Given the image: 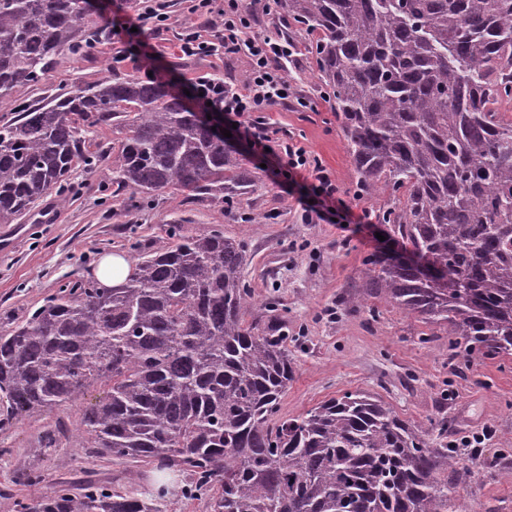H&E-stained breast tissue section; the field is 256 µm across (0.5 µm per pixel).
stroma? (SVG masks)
I'll list each match as a JSON object with an SVG mask.
<instances>
[{
	"instance_id": "1",
	"label": "stroma",
	"mask_w": 512,
	"mask_h": 512,
	"mask_svg": "<svg viewBox=\"0 0 512 512\" xmlns=\"http://www.w3.org/2000/svg\"><path fill=\"white\" fill-rule=\"evenodd\" d=\"M163 3L168 25L148 33L146 40L159 64L180 84L205 73L238 84L247 81V57L182 55L179 36L185 28L195 27L205 38L211 31L191 14L189 0ZM253 24L255 32L300 48L288 65V76L310 106L273 107L266 118L278 138L299 141L335 179L342 198L378 220L389 197L366 198L356 192L358 176L340 121L315 78L310 35L287 26L282 14L273 10H257ZM126 49L124 41L104 38L89 55L58 65L42 84L20 85L0 96V118H10L18 102L74 91L110 76L114 58ZM240 159L251 171L254 187L229 203L189 202L171 190L131 206L105 190L101 172L79 169L72 176L68 204L57 205L50 194L41 199L39 208L52 212L51 223L0 224V333L21 322L66 277H91L102 255L121 253L136 260L138 252L130 251L131 243H139L145 252L169 245L168 229L177 222L188 234L224 232L245 247L242 275L255 301L247 322H254L272 299L288 321L295 373L281 399L280 416H298L326 399L361 390L380 395L402 418L416 423L448 415L455 423L456 440L491 430L481 457L469 461L473 479L457 494L468 512H512V483L487 478L482 470L485 459L512 448V356L477 359L468 376L457 375L448 363L449 327L407 314L364 285L366 260L396 248L387 237V225H380L384 239L378 242L367 228L354 224L302 223L295 199L269 177L259 160L246 153ZM351 298L365 299L367 310L351 311ZM444 390L449 398L443 403L439 394ZM102 395V388L92 386L74 402L0 427V512H18V502H32L51 483L91 479L122 485L133 474L143 481L156 476L153 465L98 458L77 447L81 414ZM58 424L66 428V439L56 448L40 447V433ZM32 471L41 475V483L25 481Z\"/></svg>"
}]
</instances>
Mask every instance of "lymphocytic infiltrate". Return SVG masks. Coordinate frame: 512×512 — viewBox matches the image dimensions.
<instances>
[{
	"instance_id": "1",
	"label": "lymphocytic infiltrate",
	"mask_w": 512,
	"mask_h": 512,
	"mask_svg": "<svg viewBox=\"0 0 512 512\" xmlns=\"http://www.w3.org/2000/svg\"><path fill=\"white\" fill-rule=\"evenodd\" d=\"M214 2L191 0L192 14L214 19L215 34L205 39L197 30L188 31L181 39V52L243 55L251 62V73L241 85L208 73L196 77L187 86L195 109L210 116L213 125L230 130V144L263 157L270 177L295 197L306 223H366L367 214L355 213L346 204L321 161L298 142L275 141L265 121L264 114L272 107L307 105L296 96L288 77L294 45L253 33L243 0H224L219 10Z\"/></svg>"
}]
</instances>
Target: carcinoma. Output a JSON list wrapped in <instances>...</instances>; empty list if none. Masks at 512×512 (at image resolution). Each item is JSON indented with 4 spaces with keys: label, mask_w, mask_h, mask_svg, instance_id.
<instances>
[{
    "label": "carcinoma",
    "mask_w": 512,
    "mask_h": 512,
    "mask_svg": "<svg viewBox=\"0 0 512 512\" xmlns=\"http://www.w3.org/2000/svg\"><path fill=\"white\" fill-rule=\"evenodd\" d=\"M316 35L362 192L389 193L393 240L417 259L372 257L365 286L430 324H448L464 375L512 354V0H274ZM103 28L87 0H0V95L36 86L87 55ZM124 132L110 186L230 201L251 173L224 136L142 76H112L0 120V224L32 218L42 197L70 201L84 129ZM121 288L75 277L0 333V425L74 401L93 385L80 445L94 456L185 473L177 487L59 482L21 512H161L174 495L210 512H462L472 470L451 421L400 418L356 390L277 417L294 375L288 328L246 324L253 305L241 241L169 229ZM442 271L426 276L424 265Z\"/></svg>",
    "instance_id": "1"
}]
</instances>
